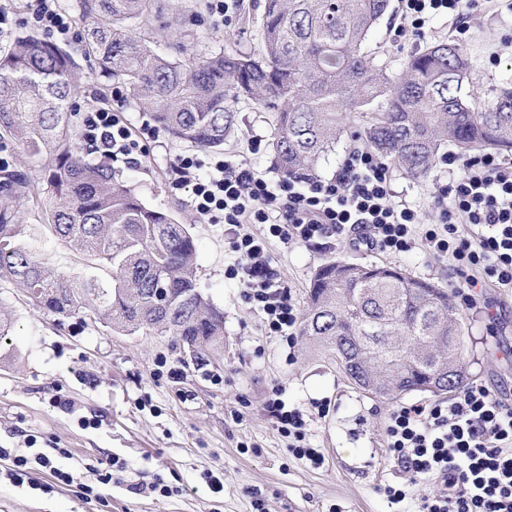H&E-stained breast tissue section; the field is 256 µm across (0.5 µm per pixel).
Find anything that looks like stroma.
I'll return each instance as SVG.
<instances>
[{
    "label": "stroma",
    "instance_id": "stroma-1",
    "mask_svg": "<svg viewBox=\"0 0 512 512\" xmlns=\"http://www.w3.org/2000/svg\"><path fill=\"white\" fill-rule=\"evenodd\" d=\"M395 20V11H388L372 35L379 60L392 73L407 54L452 37L448 20L438 17L425 35L396 42L390 33ZM253 30L239 19L228 29L210 24L180 33L195 51L247 52L255 43ZM465 47L472 68L464 93L491 96L512 79V11L475 22ZM237 110L238 127L224 154L260 171L276 170L273 114L244 101ZM252 136L262 140L260 153L247 150ZM160 139L162 148L141 165L119 162L115 168L146 205L170 211L188 227L196 245L197 286L224 313V351L199 362L173 337L117 332L88 311L68 317L49 313L0 279V316L12 323L0 338V448L10 452L0 459V512H417L419 497L432 491L433 483L415 486L396 505L380 492L405 481L384 448L394 401L361 390L305 338L290 349L267 336L261 313L242 301L238 282L224 274L234 256L223 225L198 217L186 193L169 186L172 166L189 145L165 133ZM392 175L398 198L419 205L425 221H432L429 194L446 170L436 166L416 179L396 168ZM21 221L24 239L40 261L70 277L111 280L110 267L59 241L36 205L24 208ZM269 252L302 311L316 270L334 259L396 266L442 288L450 283L447 261L419 246L387 255L335 242L287 247L274 241ZM484 301L497 317L495 325L480 311L463 312L472 341L468 371L472 383L512 398V296L491 286ZM276 387L287 405L302 411L306 441L323 455L322 466L295 457L265 411ZM59 397L71 402L72 411L55 406ZM321 402L329 404L328 413H319ZM94 416L97 427L81 426V418ZM56 446L70 451L56 466L74 471L79 485L57 484L44 468L33 473L35 490L8 479L13 457L37 450L48 454ZM99 460L119 466L111 484L102 487V500H89L79 486L95 484L88 466ZM213 476L223 482V492L211 491ZM157 478L171 495L136 491V483ZM45 484L51 492H42Z\"/></svg>",
    "mask_w": 512,
    "mask_h": 512
}]
</instances>
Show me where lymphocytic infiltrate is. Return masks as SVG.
Returning <instances> with one entry per match:
<instances>
[{
	"instance_id": "1",
	"label": "lymphocytic infiltrate",
	"mask_w": 512,
	"mask_h": 512,
	"mask_svg": "<svg viewBox=\"0 0 512 512\" xmlns=\"http://www.w3.org/2000/svg\"><path fill=\"white\" fill-rule=\"evenodd\" d=\"M395 37L424 35L435 17L448 18L457 41H465L470 20L499 0H399ZM25 22L47 37L69 41L76 32L70 16L54 0H29ZM127 92L113 86L111 101L86 108L82 139L95 152L130 166L140 164L159 129L143 121L132 129L125 117ZM454 166L452 182L438 183L432 204L438 220L422 224L418 210L397 199L392 172L375 152H350L335 177H273L223 154L191 152L174 165L172 191H189L188 204L212 224L231 226L236 255L226 269L238 280L244 302L262 312L268 335L294 345L300 320L290 288L273 267L271 241L291 246L334 239L383 253L409 251L422 243L448 260L454 295L466 308L480 305L485 284L512 290V159L482 154L460 159L441 156ZM468 232H461V224ZM241 224L260 225L241 233ZM264 407L298 458L312 466L324 461L305 441L306 422L297 408L272 395ZM386 449L407 475L406 485L384 487L394 504L411 486L435 481L420 499L419 512H512V404L482 384L450 399L407 402L389 413Z\"/></svg>"
}]
</instances>
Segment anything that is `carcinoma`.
<instances>
[{"mask_svg": "<svg viewBox=\"0 0 512 512\" xmlns=\"http://www.w3.org/2000/svg\"><path fill=\"white\" fill-rule=\"evenodd\" d=\"M155 0H79L82 52L98 74L133 90L172 139L219 148L239 100L274 113L272 148L286 177L315 176L347 120L358 140L413 177L441 146L512 153V82L488 100L462 92L468 53L440 42L409 54L392 75L366 50L389 0H265L250 53L191 54L156 26ZM82 89L72 50L32 34L0 54V140L42 162L40 196L23 168L0 170V278L60 316L94 311L112 330L169 334L199 358L224 351V313L195 285V243L171 212L145 205L104 160L89 158L72 121ZM45 208L55 235L112 267V282L70 278L36 259L20 209ZM300 333L343 371L376 380L383 399L412 393L433 366L443 393L468 381L471 338L448 291L398 267L329 261L316 271Z\"/></svg>", "mask_w": 512, "mask_h": 512, "instance_id": "cac0c4a2", "label": "carcinoma"}]
</instances>
